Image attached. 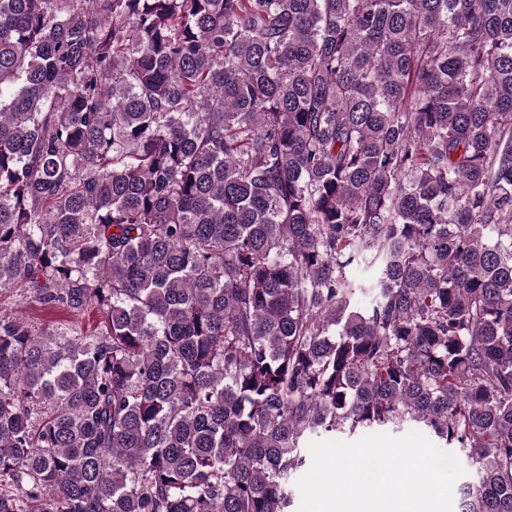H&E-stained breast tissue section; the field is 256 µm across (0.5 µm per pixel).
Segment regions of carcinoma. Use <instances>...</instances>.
Masks as SVG:
<instances>
[{
  "label": "carcinoma",
  "mask_w": 512,
  "mask_h": 512,
  "mask_svg": "<svg viewBox=\"0 0 512 512\" xmlns=\"http://www.w3.org/2000/svg\"><path fill=\"white\" fill-rule=\"evenodd\" d=\"M8 290L105 330L0 313V512H295L405 425L512 512V0H0Z\"/></svg>",
  "instance_id": "obj_1"
}]
</instances>
